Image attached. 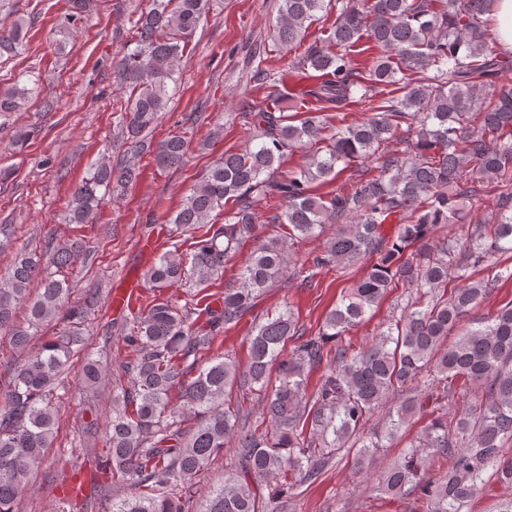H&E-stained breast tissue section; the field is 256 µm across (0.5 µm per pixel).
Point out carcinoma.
I'll list each match as a JSON object with an SVG mask.
<instances>
[{
  "label": "carcinoma",
  "instance_id": "obj_1",
  "mask_svg": "<svg viewBox=\"0 0 512 512\" xmlns=\"http://www.w3.org/2000/svg\"><path fill=\"white\" fill-rule=\"evenodd\" d=\"M13 0H0V58L27 47V22ZM331 39L336 51L313 42L292 64L306 81L280 111L244 112L253 130L243 150L224 153L169 218L177 234L149 268L154 288L180 282L189 293L224 274L230 254L259 237L258 207L277 199L264 224L288 228L266 238L242 264L238 284L224 289L221 309L177 308L152 301L133 317L125 341L131 358L119 366L127 382L112 398V420L102 449L113 484L129 483L135 496L112 504V512H188L192 479L214 456L234 444L237 466L210 496L207 512H278L254 486L287 471L317 478L334 452L359 434L375 409L389 405L379 433L355 453L362 469L383 441L392 440L418 415L431 416L423 434L401 461L378 481V491L398 498L418 490L427 512H469L488 471L512 488V458L500 448L512 442V304L483 318L457 340L448 336L461 319L497 287L498 277L471 281V269L512 253V88L498 85L509 62L489 47L485 16L493 0H336ZM210 0H149L135 21L136 48L124 79L136 89L123 130L129 152L147 151L143 133L166 108L168 82L182 62L184 45L209 11ZM326 10L325 0H281L274 41L293 46ZM368 39L372 59L353 66L351 50ZM34 89L16 83L0 90V114L19 112ZM313 99L315 107L294 123L285 109ZM360 104L365 117L326 133L322 113ZM306 152L305 165L273 179L289 151ZM184 137L158 143L162 168L182 163ZM373 167H366V163ZM360 167L358 178L329 196L311 192L329 183L337 165ZM133 164L116 171L104 156L72 191L69 222L82 228L106 194L135 180ZM495 184L498 209L492 225L476 224L466 246L438 237L444 224H459L463 204L483 184ZM233 208L224 223L212 216ZM398 224L387 233L391 217ZM337 225L310 261L313 278L324 269L368 262L363 276L326 314L318 334L306 336L288 309L256 326L249 337L245 370L217 359L199 368L189 362L235 326L254 300L276 286L291 267V245ZM193 249L182 251V235ZM82 253L81 239L47 242L42 252L21 251L8 277L0 279V331L23 349L27 330L14 326L18 306L38 328L55 318L61 334L24 359L0 401V512H13L34 466L57 432L54 391L69 358L83 341L82 311H63L70 269ZM463 286L441 294L448 279ZM36 295H30L32 283ZM416 291L400 317L370 345L349 351L339 344L397 285ZM205 317L198 324L199 317ZM297 342L285 353L289 341ZM331 359L336 366L307 394L306 371ZM279 384L269 387L270 366ZM112 376V364L90 359L82 381L95 387ZM416 382L419 390L399 397ZM261 394V415L250 423L240 409L225 406L233 388ZM180 392V403L169 396ZM466 400L448 429V398ZM267 425L269 430L259 427ZM448 459V472L428 479L430 458Z\"/></svg>",
  "mask_w": 512,
  "mask_h": 512
}]
</instances>
